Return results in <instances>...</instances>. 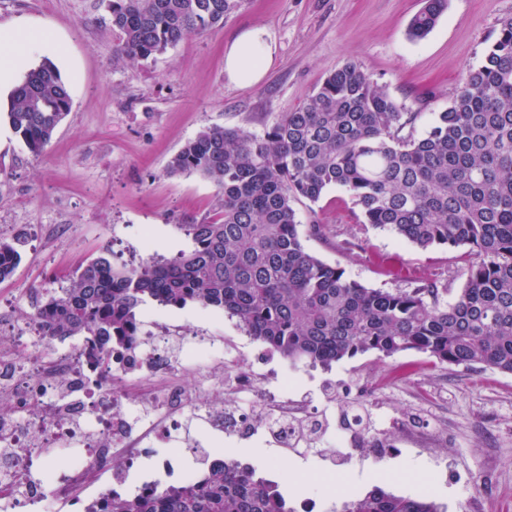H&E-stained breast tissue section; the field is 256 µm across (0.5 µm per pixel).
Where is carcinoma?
I'll return each instance as SVG.
<instances>
[{
    "label": "carcinoma",
    "mask_w": 512,
    "mask_h": 512,
    "mask_svg": "<svg viewBox=\"0 0 512 512\" xmlns=\"http://www.w3.org/2000/svg\"><path fill=\"white\" fill-rule=\"evenodd\" d=\"M113 53L147 60L224 22L241 0H102ZM447 0H423L407 27L424 39ZM68 83L50 61L30 69L10 96L8 123L29 152L43 153L69 112ZM407 112L354 62L328 75L299 109L263 134L212 125L170 159L171 174H198L222 195L219 218L186 225L193 248L132 268L100 256L33 316L39 335L84 336L89 361L137 335V309L196 303L238 319L246 334L292 363L329 367L373 352L406 351L453 365L512 374V18L421 135ZM342 189L363 224L426 250L468 248L455 302L435 280L368 288L308 252L292 202ZM21 260L0 239V281ZM96 512H295L278 485L238 461L205 470L196 485L139 496L114 494ZM343 512H440L434 501L375 486Z\"/></svg>",
    "instance_id": "cac0c4a2"
}]
</instances>
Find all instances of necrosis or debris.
Listing matches in <instances>:
<instances>
[{"label":"necrosis or debris","instance_id":"4bbe7bcc","mask_svg":"<svg viewBox=\"0 0 512 512\" xmlns=\"http://www.w3.org/2000/svg\"><path fill=\"white\" fill-rule=\"evenodd\" d=\"M84 347L48 348L34 333L0 344V512H88L113 491L198 481L214 431L259 432L282 454L330 461L380 436L377 399L330 379L325 406L296 398L300 375L246 370L245 345L229 336L147 325L106 373L81 365Z\"/></svg>","mask_w":512,"mask_h":512}]
</instances>
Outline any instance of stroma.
Returning a JSON list of instances; mask_svg holds the SVG:
<instances>
[{
    "label": "stroma",
    "instance_id": "1",
    "mask_svg": "<svg viewBox=\"0 0 512 512\" xmlns=\"http://www.w3.org/2000/svg\"><path fill=\"white\" fill-rule=\"evenodd\" d=\"M421 0H242L223 25L190 36L156 58L114 57L116 34L100 0H0V24L24 22L51 31L65 57L71 110L41 156L0 119V238H22V259L0 282L26 321L67 286L83 262L105 256L139 265L189 250L185 227L216 218L218 189L195 174H172L170 158L207 125L263 134L284 112L302 106L325 76L346 62L361 69L408 111L424 131L447 108L466 71L477 66L512 17V0H448L435 28L420 41L407 26ZM267 26L274 53L259 84L238 87L224 77V48L239 32ZM294 208L301 223H319L306 248L370 288L393 291L437 279L442 302H454L466 281L462 248L422 250L392 232L358 223L347 194L327 190ZM141 322L207 325L217 336L244 330L227 313L145 300ZM345 389L367 392L381 377L389 426L383 461L358 448L364 465L337 467L320 479L315 459L291 457L266 467L276 451L263 438H240L228 456L259 467L293 506L317 501L333 512L346 499L379 486L398 495L429 494L442 512H512V374L442 363L408 351L382 359L365 353L333 364ZM437 422L445 437L421 448L409 425Z\"/></svg>",
    "mask_w": 512,
    "mask_h": 512
}]
</instances>
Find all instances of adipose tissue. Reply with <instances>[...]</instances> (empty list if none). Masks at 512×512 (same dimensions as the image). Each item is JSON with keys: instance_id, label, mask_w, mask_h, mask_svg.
I'll return each instance as SVG.
<instances>
[{"instance_id": "obj_1", "label": "adipose tissue", "mask_w": 512, "mask_h": 512, "mask_svg": "<svg viewBox=\"0 0 512 512\" xmlns=\"http://www.w3.org/2000/svg\"><path fill=\"white\" fill-rule=\"evenodd\" d=\"M52 34L26 24L0 25V92L15 86L33 57L55 54ZM273 43L267 27L242 31L224 50V76L239 87L258 84L273 58Z\"/></svg>"}]
</instances>
